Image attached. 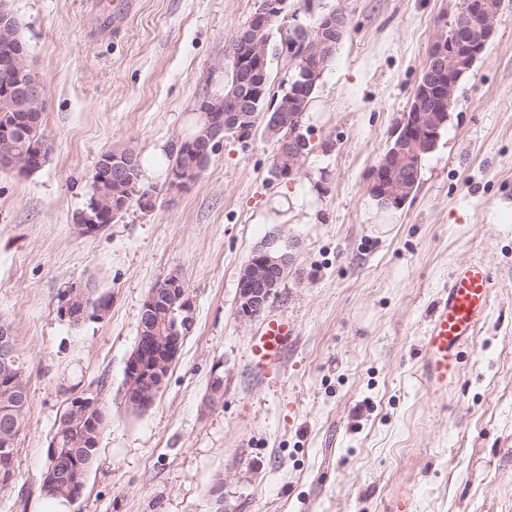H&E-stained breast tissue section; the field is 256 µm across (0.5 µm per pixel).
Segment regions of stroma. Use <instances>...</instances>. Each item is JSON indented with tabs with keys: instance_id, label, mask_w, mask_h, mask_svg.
I'll use <instances>...</instances> for the list:
<instances>
[{
	"instance_id": "stroma-1",
	"label": "stroma",
	"mask_w": 512,
	"mask_h": 512,
	"mask_svg": "<svg viewBox=\"0 0 512 512\" xmlns=\"http://www.w3.org/2000/svg\"><path fill=\"white\" fill-rule=\"evenodd\" d=\"M347 31L307 112L311 150L272 172L263 131L229 136L200 178L169 189L173 149L203 101L222 97L233 35L257 0H0L47 87L51 150L32 173L0 169V323L10 326L29 406L0 512H44L48 444L70 399L94 386L99 455L69 512H383L415 460L413 512H512V0L458 84L448 125L398 208L370 174L393 139L429 52L460 0H319ZM133 149L155 207L130 206L81 236L74 216L101 154ZM296 201L279 211L281 192ZM292 264L265 316L296 337L282 368L250 366L263 319L241 322L240 272L266 237ZM492 273L491 301L458 382L421 384L427 316L456 266ZM179 272L192 326L166 386L131 413L122 399L144 300ZM93 280L109 313L70 325L58 307ZM224 400L205 395L214 371Z\"/></svg>"
}]
</instances>
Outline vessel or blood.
<instances>
[{
    "mask_svg": "<svg viewBox=\"0 0 512 512\" xmlns=\"http://www.w3.org/2000/svg\"><path fill=\"white\" fill-rule=\"evenodd\" d=\"M492 279L486 265L473 262L454 268L444 296L432 307L424 336L422 376L436 391L454 384L460 372L462 347L473 342L490 304ZM294 327L286 317L270 319L252 346V367L267 375L281 364ZM415 484L406 479L397 485L386 512H412Z\"/></svg>",
    "mask_w": 512,
    "mask_h": 512,
    "instance_id": "obj_1",
    "label": "vessel or blood"
}]
</instances>
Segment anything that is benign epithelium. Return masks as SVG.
<instances>
[{"mask_svg": "<svg viewBox=\"0 0 512 512\" xmlns=\"http://www.w3.org/2000/svg\"><path fill=\"white\" fill-rule=\"evenodd\" d=\"M498 11L499 5L494 0H463L450 25V32L440 36L429 53L423 81L417 85L412 97L415 112L404 114L394 132V141L372 170L370 191L381 193L394 204H402L410 197L413 157L436 148L440 127L449 119L448 108L455 96L457 72L471 68L493 41ZM282 16H288V0H261L258 3L248 23L232 38L238 49L233 58L236 71L249 78L263 75L271 57L276 55L291 61L303 59L304 78L317 79L321 74L322 60L329 51L328 35L343 30L348 24L347 16L343 11L333 9L321 16L319 26L297 23L289 28L291 36L283 38L272 52L264 31L272 20ZM16 26L15 16L1 9L0 39L10 42ZM0 76L7 79L0 93L14 100L17 109L38 112L45 105L46 84L27 64L23 48H7L0 53ZM301 86L300 82L293 84L273 114V120L266 129L269 138H274L283 128L288 112L297 103L295 90ZM248 121L249 116L243 112L224 111V101L213 102L204 133L189 143L187 150L208 159L223 146L226 136L248 139L252 135ZM304 145L305 136L294 133L288 136V140L277 142L281 156L288 158V164L278 170L280 177L287 178L299 171L298 160L304 155ZM131 164L132 160L127 155H103L98 159L97 172L100 179L110 185L129 191L134 185V180L128 178ZM42 166L41 147L21 164L10 154L0 156L3 169L36 170ZM198 173L195 168L181 169L171 175L170 186L184 189L197 180ZM107 218L108 210L96 203L82 213V220L75 225V230L81 236L96 234L105 228L103 221ZM290 261L291 256L275 237L265 240L252 251L238 283L239 318L242 321H252L264 313L271 289L288 273ZM93 287L91 281L70 286L63 293L59 316L71 323H80L93 314L98 317L106 315L109 306L105 304L97 307L93 314L87 308L86 298ZM167 298L179 304L180 311V315L172 317L169 335L153 334L146 330L145 324H140L137 344L126 362L124 401L129 409L137 412L148 409L154 402L158 384L169 375L190 327L192 299L177 273L170 274L165 282L147 295L142 308L145 318L151 319L162 312ZM0 335L4 336L0 340V369L13 379L21 380L24 372L14 369L16 361L11 358V341L7 339L6 327L0 328ZM67 412L84 416L99 414L97 392L87 390L73 397Z\"/></svg>", "mask_w": 512, "mask_h": 512, "instance_id": "7a95c632", "label": "benign epithelium"}]
</instances>
